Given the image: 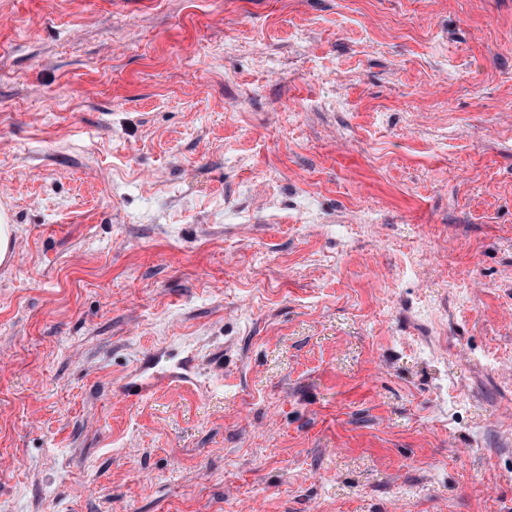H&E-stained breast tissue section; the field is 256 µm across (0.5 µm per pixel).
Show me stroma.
Segmentation results:
<instances>
[{
  "label": "stroma",
  "instance_id": "stroma-1",
  "mask_svg": "<svg viewBox=\"0 0 512 512\" xmlns=\"http://www.w3.org/2000/svg\"><path fill=\"white\" fill-rule=\"evenodd\" d=\"M0 512H512V0H0Z\"/></svg>",
  "mask_w": 512,
  "mask_h": 512
}]
</instances>
